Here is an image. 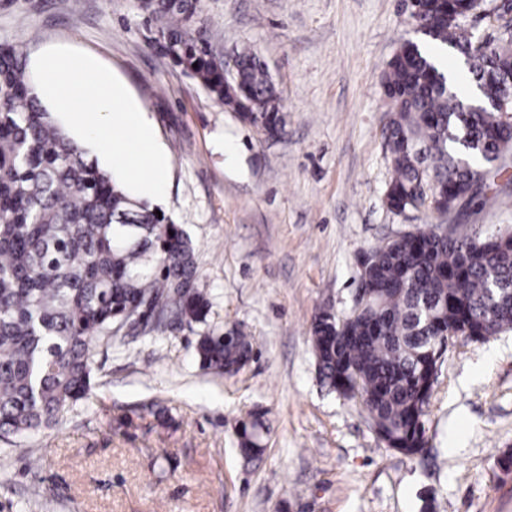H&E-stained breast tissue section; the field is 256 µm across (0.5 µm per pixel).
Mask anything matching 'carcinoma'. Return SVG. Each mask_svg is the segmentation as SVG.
Instances as JSON below:
<instances>
[{"label": "carcinoma", "mask_w": 512, "mask_h": 512, "mask_svg": "<svg viewBox=\"0 0 512 512\" xmlns=\"http://www.w3.org/2000/svg\"><path fill=\"white\" fill-rule=\"evenodd\" d=\"M177 65L224 101V64L201 21V0H142ZM466 0L420 3L412 25L439 50L468 63V79L487 100L512 91V28L480 41L452 14ZM400 43L382 85L383 128L392 177L390 209L426 211L489 199L486 190L512 153V122L459 95L429 50ZM251 122L285 127L264 64L236 55ZM358 314L313 318L312 349L321 379L345 400L358 399L384 447L411 458L428 446L424 416L449 336L474 343L512 331V231L448 234L436 227L391 237L369 249ZM188 233L130 197L40 104L23 47L0 45V436L53 427L90 396L96 338L134 323L165 331L207 322ZM195 352L202 368L234 375L252 358L240 329L205 330ZM268 427L254 412L242 422L238 451L264 452Z\"/></svg>", "instance_id": "carcinoma-1"}]
</instances>
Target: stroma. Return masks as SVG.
I'll list each match as a JSON object with an SVG mask.
<instances>
[{"instance_id":"1","label":"stroma","mask_w":512,"mask_h":512,"mask_svg":"<svg viewBox=\"0 0 512 512\" xmlns=\"http://www.w3.org/2000/svg\"><path fill=\"white\" fill-rule=\"evenodd\" d=\"M509 5L480 0L464 25L498 38ZM202 19L225 53L265 63L281 137L174 65L138 0H0V44L24 45L27 68L82 50L147 112L171 161L159 210L196 247L208 325L243 329L254 352L228 377L200 367L197 325L93 340L90 397L60 426L0 439V512H512V332L449 345L416 459L322 385L310 339L319 310H350L361 251L427 225L512 227V167L494 205L386 208L382 74L414 34L405 0H202ZM255 409L267 447L247 462L237 429Z\"/></svg>"}]
</instances>
